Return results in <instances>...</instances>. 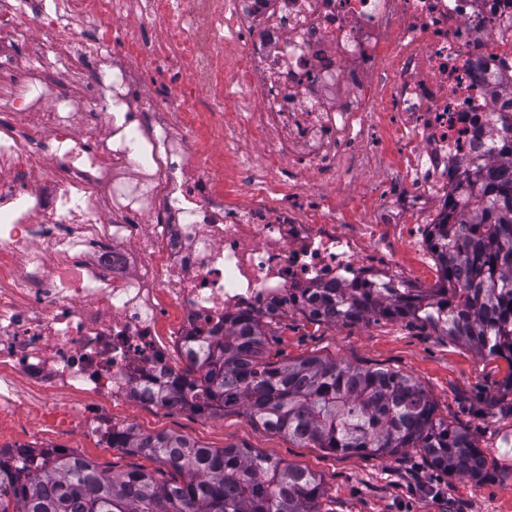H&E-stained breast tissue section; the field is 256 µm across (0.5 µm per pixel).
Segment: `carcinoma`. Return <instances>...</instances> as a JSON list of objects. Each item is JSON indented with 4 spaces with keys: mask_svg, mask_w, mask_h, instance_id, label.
Returning a JSON list of instances; mask_svg holds the SVG:
<instances>
[{
    "mask_svg": "<svg viewBox=\"0 0 512 512\" xmlns=\"http://www.w3.org/2000/svg\"><path fill=\"white\" fill-rule=\"evenodd\" d=\"M458 201L429 232L436 287L419 294L372 296L355 288L326 293L300 314L316 322L419 320L512 363V133L474 172L463 171ZM279 317H244L213 347L168 369L157 404L175 401L208 417L243 411L253 422L305 448L395 454L414 448L448 477L474 481L486 461L465 429L435 415L412 377L308 356L272 361ZM129 448L169 466L119 474L86 456L55 457L23 477L0 465V512H320L319 478L250 448H211L183 435L112 433Z\"/></svg>",
    "mask_w": 512,
    "mask_h": 512,
    "instance_id": "1",
    "label": "carcinoma"
}]
</instances>
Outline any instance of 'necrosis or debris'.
Listing matches in <instances>:
<instances>
[{
  "instance_id": "obj_1",
  "label": "necrosis or debris",
  "mask_w": 512,
  "mask_h": 512,
  "mask_svg": "<svg viewBox=\"0 0 512 512\" xmlns=\"http://www.w3.org/2000/svg\"><path fill=\"white\" fill-rule=\"evenodd\" d=\"M503 41L512 0H0V457L64 454L39 446L49 418L111 447L113 403L241 316L412 291L402 229L512 110ZM392 150L354 236L321 189Z\"/></svg>"
}]
</instances>
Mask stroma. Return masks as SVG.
<instances>
[{"instance_id": "stroma-1", "label": "stroma", "mask_w": 512, "mask_h": 512, "mask_svg": "<svg viewBox=\"0 0 512 512\" xmlns=\"http://www.w3.org/2000/svg\"><path fill=\"white\" fill-rule=\"evenodd\" d=\"M353 170V179L337 198L343 209L366 196L376 182L393 176L379 160L358 159ZM269 354L280 360L328 357L413 377L438 416L473 435L486 459L485 478H448L412 448L381 458L304 448L240 412L205 419L188 410L130 402L113 406L112 414L133 418L136 429L145 434L177 432L212 448L243 445L306 469L324 487L321 512H512V413L490 405L512 372L507 360L478 355L417 321L315 324L297 313L283 317L282 334ZM74 444L116 472L160 467L158 461L127 448L104 450L86 438L75 439Z\"/></svg>"}]
</instances>
